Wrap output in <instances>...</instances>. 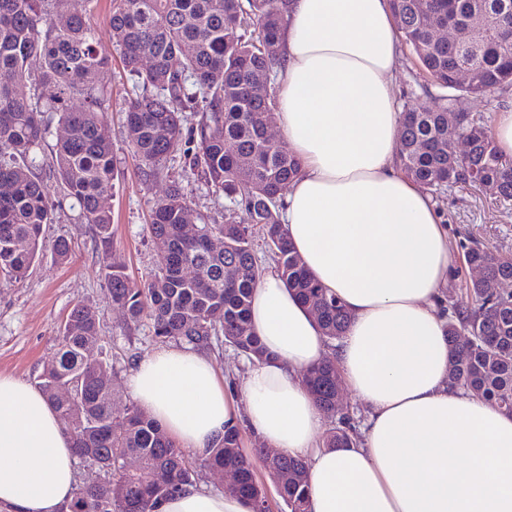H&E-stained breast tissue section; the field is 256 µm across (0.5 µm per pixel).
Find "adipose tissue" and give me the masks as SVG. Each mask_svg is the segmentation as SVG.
<instances>
[{
	"label": "adipose tissue",
	"mask_w": 512,
	"mask_h": 512,
	"mask_svg": "<svg viewBox=\"0 0 512 512\" xmlns=\"http://www.w3.org/2000/svg\"><path fill=\"white\" fill-rule=\"evenodd\" d=\"M276 121L300 172L282 222L309 271L350 322L329 347L315 317L268 270L250 324L269 352L248 363L233 401L190 345L145 355L128 386L184 448L202 452L246 421L267 447L308 468L307 512H512V415L448 387L443 290L448 234L427 193L396 167L400 42L389 0H288ZM335 352L369 407L362 442L326 448L304 373ZM74 453L39 388L0 374V503L60 512ZM161 512H252L249 501L189 489Z\"/></svg>",
	"instance_id": "adipose-tissue-1"
}]
</instances>
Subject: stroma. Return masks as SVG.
I'll return each mask as SVG.
<instances>
[{
    "instance_id": "obj_1",
    "label": "stroma",
    "mask_w": 512,
    "mask_h": 512,
    "mask_svg": "<svg viewBox=\"0 0 512 512\" xmlns=\"http://www.w3.org/2000/svg\"><path fill=\"white\" fill-rule=\"evenodd\" d=\"M423 80L410 50L401 49L393 73L399 107L418 105L416 92ZM97 82L110 95L106 123L115 159L110 259L123 266L131 281L142 283L149 280L158 263L148 230L149 210L171 182H179L195 213L209 223H223L228 201L193 174L179 152L168 159L159 178L145 180L124 134L122 109L134 93V82L119 56H111ZM435 206L448 230L451 247L444 290L446 301L451 303L475 276L465 263L468 247L479 243L494 253L512 256V202L500 200L493 188L477 190L458 184L436 199ZM43 237L48 248L28 277L16 282L0 275V374L37 384L54 360L56 338L68 314L74 306L88 305L99 312L100 331L110 347L114 410L123 413L134 403L126 385L129 374L138 360L159 348L150 324H128L124 311L112 304L91 232L88 225L77 222L75 210L66 205L56 210L53 223L43 227ZM59 238L69 240L72 246L65 262L58 261L49 248Z\"/></svg>"
}]
</instances>
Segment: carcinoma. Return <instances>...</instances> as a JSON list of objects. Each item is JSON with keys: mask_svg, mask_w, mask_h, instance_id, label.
<instances>
[{"mask_svg": "<svg viewBox=\"0 0 512 512\" xmlns=\"http://www.w3.org/2000/svg\"><path fill=\"white\" fill-rule=\"evenodd\" d=\"M93 0H0V274L24 280L43 251V226L54 219L55 204L45 192L37 160L52 124L64 134L53 148L48 172L63 199L78 208L77 221L95 231L105 260L112 302L132 324L150 321L153 338L197 348L225 344L247 358H267L250 330L254 288L274 265L289 289L317 317L330 341L349 322L341 300L309 273L281 222L280 200L298 175L299 161L266 135L276 121L275 78L278 36L286 23L285 0H112L109 25L113 44L135 93L124 108L126 140L146 177H157L168 158L183 150L191 170L230 201L224 223L196 217L198 232L184 231L192 212L179 183L151 207L149 233L159 256L150 280L136 284L122 267L108 262L112 247L114 157L106 130L108 92L96 83L108 62L87 22ZM402 43L425 78L442 89L492 97L512 87V0H390ZM435 21L463 34L438 42L422 22L418 6ZM64 13L67 22L53 23ZM485 17L495 25L474 45L465 38ZM190 45L192 54L182 47ZM153 58L150 67L143 65ZM41 62L34 73L32 58ZM465 65L472 82H455ZM53 88L47 95L44 88ZM450 96L440 95L402 114L396 163L426 192L472 184V175L499 185L512 200V158L497 151L490 126L461 113L456 133L464 152L451 158L441 147L448 136ZM191 116H186V113ZM192 123H187V120ZM159 127L168 137L156 135ZM250 212L251 223L235 221V207ZM262 238L263 254L255 249ZM219 240L216 249L212 241ZM468 265L484 267V277L467 285L464 299L448 317L453 371L448 384L512 414V257L478 245L466 253ZM192 267L196 276L185 277ZM110 368L100 334L98 311L75 306L58 336L57 360L39 376V388L61 415L76 456L105 475L73 493L61 512H160L173 494L196 486V467L237 472L225 489L249 500L253 512H269L253 461L244 453L240 425L199 458L185 456L160 425L135 406L115 429L112 384L99 377ZM336 363L326 359L304 374L320 411L331 419L323 446L356 442L349 417L334 419ZM72 387L73 401L55 392ZM286 512H306L307 465L281 454L262 460Z\"/></svg>", "mask_w": 512, "mask_h": 512, "instance_id": "cac0c4a2", "label": "carcinoma"}]
</instances>
